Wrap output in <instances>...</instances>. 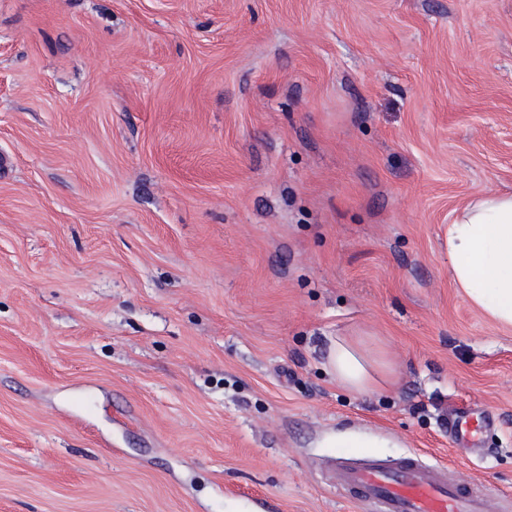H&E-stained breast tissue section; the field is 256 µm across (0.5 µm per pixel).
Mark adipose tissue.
<instances>
[{"mask_svg": "<svg viewBox=\"0 0 512 512\" xmlns=\"http://www.w3.org/2000/svg\"><path fill=\"white\" fill-rule=\"evenodd\" d=\"M448 254L455 287L496 325L512 329V194H483L456 213L448 226ZM327 364L344 389L376 391L393 370L382 351L355 336L336 338Z\"/></svg>", "mask_w": 512, "mask_h": 512, "instance_id": "ef3b65f1", "label": "adipose tissue"}]
</instances>
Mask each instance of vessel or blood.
<instances>
[{
  "label": "vessel or blood",
  "mask_w": 512,
  "mask_h": 512,
  "mask_svg": "<svg viewBox=\"0 0 512 512\" xmlns=\"http://www.w3.org/2000/svg\"><path fill=\"white\" fill-rule=\"evenodd\" d=\"M329 475L347 496L366 501L372 512H488L478 491L449 482L446 467L418 454L396 461L339 460Z\"/></svg>",
  "instance_id": "vessel-or-blood-1"
}]
</instances>
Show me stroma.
<instances>
[{
    "instance_id": "1",
    "label": "stroma",
    "mask_w": 512,
    "mask_h": 512,
    "mask_svg": "<svg viewBox=\"0 0 512 512\" xmlns=\"http://www.w3.org/2000/svg\"><path fill=\"white\" fill-rule=\"evenodd\" d=\"M0 512H369L417 452L512 512V0H0ZM387 353L354 396L332 339ZM456 288L496 325L512 329V194L485 193L448 226Z\"/></svg>"
}]
</instances>
